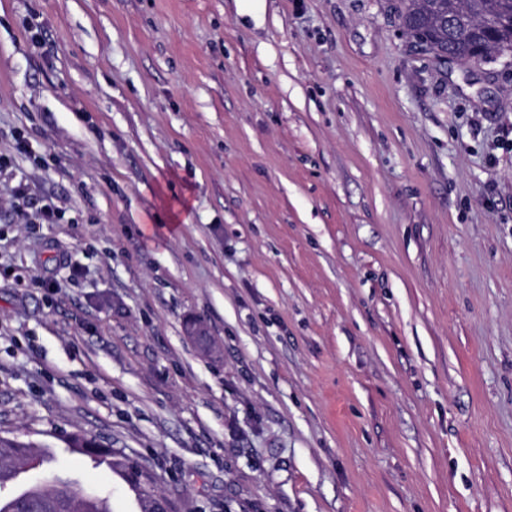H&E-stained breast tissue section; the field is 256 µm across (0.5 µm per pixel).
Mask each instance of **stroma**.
Instances as JSON below:
<instances>
[{"instance_id": "stroma-1", "label": "stroma", "mask_w": 512, "mask_h": 512, "mask_svg": "<svg viewBox=\"0 0 512 512\" xmlns=\"http://www.w3.org/2000/svg\"><path fill=\"white\" fill-rule=\"evenodd\" d=\"M403 5L0 0V438L112 512L63 436L174 512H512V54ZM11 196L21 206H17L19 215L25 219L24 224H56L60 219L59 207L51 197H34L27 188V185L20 180L10 188ZM68 442L75 443L77 445L76 447H68L73 448L82 456L84 461L91 463L95 467L99 466L101 459H104L102 465L107 467L109 466V460L106 458L112 460V448H109L95 438H89L83 435H70L67 438V444Z\"/></svg>"}]
</instances>
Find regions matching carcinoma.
<instances>
[{"label": "carcinoma", "instance_id": "1", "mask_svg": "<svg viewBox=\"0 0 512 512\" xmlns=\"http://www.w3.org/2000/svg\"><path fill=\"white\" fill-rule=\"evenodd\" d=\"M401 22L411 35L424 33L439 59L471 62L504 50L512 52V0H405ZM67 441L83 460L99 466L112 449L95 438L71 435ZM0 512H111L109 499L77 480L63 479L50 494L39 483L17 496L0 498Z\"/></svg>", "mask_w": 512, "mask_h": 512}]
</instances>
